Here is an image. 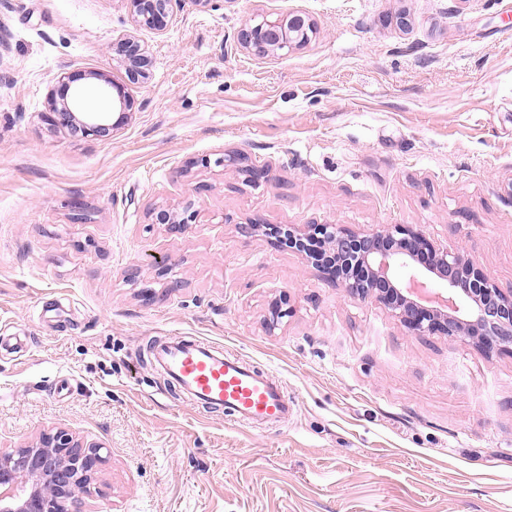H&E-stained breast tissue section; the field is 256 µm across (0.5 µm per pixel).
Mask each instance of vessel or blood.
<instances>
[{"mask_svg":"<svg viewBox=\"0 0 512 512\" xmlns=\"http://www.w3.org/2000/svg\"><path fill=\"white\" fill-rule=\"evenodd\" d=\"M151 354L192 401L224 411L231 422L274 423L291 412L288 399L268 373L224 355L206 340L178 336L155 345Z\"/></svg>","mask_w":512,"mask_h":512,"instance_id":"b4317fda","label":"vessel or blood"}]
</instances>
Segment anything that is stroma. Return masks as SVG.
<instances>
[{
  "label": "stroma",
  "instance_id": "1",
  "mask_svg": "<svg viewBox=\"0 0 512 512\" xmlns=\"http://www.w3.org/2000/svg\"><path fill=\"white\" fill-rule=\"evenodd\" d=\"M288 10L309 44L239 46ZM71 71L133 99L111 139L43 121ZM306 224L411 225L512 289V0H174L161 33L124 0H0V446L106 443L91 512H512V354L411 332L263 231ZM170 336L272 372L292 414L194 404L146 354ZM315 33L313 20L299 11H288L276 17L257 14L241 24L237 41L260 56L303 46ZM113 50L123 60L129 82L139 81L146 77L150 60L145 48L135 36L128 35L121 39L116 45H113ZM148 216L152 224H168L171 228L178 230H185L190 221L195 220V214H188L187 210L178 213L168 209L153 208Z\"/></svg>",
  "mask_w": 512,
  "mask_h": 512
}]
</instances>
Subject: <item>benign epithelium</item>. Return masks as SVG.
<instances>
[{
    "label": "benign epithelium",
    "instance_id": "obj_1",
    "mask_svg": "<svg viewBox=\"0 0 512 512\" xmlns=\"http://www.w3.org/2000/svg\"><path fill=\"white\" fill-rule=\"evenodd\" d=\"M140 28L165 31L172 0H126ZM316 33L312 19L289 11L276 17L257 14L237 31L238 43L256 55L305 45ZM113 50L130 82L143 79L150 64L145 48L129 35ZM96 78L115 92L122 111L133 101L123 85L99 73L74 71L50 90V126L67 127L83 137L107 139L120 122L108 112H86L80 81ZM152 224L184 230L195 215L153 208ZM288 247L354 297L380 302L411 331L456 338L467 336L486 352L512 353V291L503 292L471 258L434 242L422 231L397 225L392 230L353 233L334 224L288 228ZM105 446L61 428H47L27 444L0 448V512H89L87 500L106 494Z\"/></svg>",
    "mask_w": 512,
    "mask_h": 512
}]
</instances>
